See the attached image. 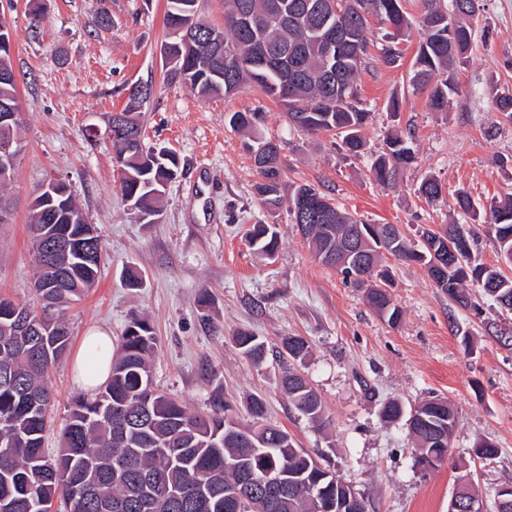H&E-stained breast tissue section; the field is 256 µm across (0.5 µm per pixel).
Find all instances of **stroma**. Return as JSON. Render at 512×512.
<instances>
[{
  "instance_id": "obj_1",
  "label": "stroma",
  "mask_w": 512,
  "mask_h": 512,
  "mask_svg": "<svg viewBox=\"0 0 512 512\" xmlns=\"http://www.w3.org/2000/svg\"><path fill=\"white\" fill-rule=\"evenodd\" d=\"M165 11L166 0H45L34 27L28 0H0V18L16 35L12 62L25 144L5 192L13 221L0 226V297L36 302L27 224L30 203L49 180L69 185L103 244L97 284L62 313L72 336L46 377L53 394L46 447L58 446L70 404L84 394L72 362L85 330L100 327L117 345L131 317L144 315L157 337L159 389L192 412L222 394L243 422L249 399L261 396L267 420L334 469L364 497L368 512H448L467 472L491 501L496 487L512 484V350L495 337L496 325L512 314L477 287L473 310H451L424 266L392 259L391 294L403 318L391 325L362 291L315 259L296 226H282L271 260L250 250L245 233L268 219L250 154L256 135L280 144L286 185L320 186L358 219L400 225L415 241L423 230L467 222L455 209L458 190L480 205L512 193V123L490 111L486 99L492 85L512 95V0H483L470 61L458 71L459 92L444 112L431 111L426 93L409 84L417 38L401 41L400 67H386L379 51L389 29L370 19L372 57L358 77L370 121L359 157L330 133L294 129L283 107L257 89L204 101L167 81ZM145 84L153 94L142 108L144 142L176 152L182 168L151 224L122 197L106 133L131 88ZM394 98L401 102L397 113L388 109ZM244 111L264 113L257 133L229 126V116ZM394 129L413 133L415 160L395 185L384 186L370 165ZM427 175L443 185L439 202L417 191ZM130 269L143 274L141 287L127 286ZM241 331L266 341L271 356L263 366L235 347ZM287 336L310 345L293 367L322 397L324 431L310 428L281 389L283 364L275 354ZM433 397L448 399L459 426L444 463L425 471L406 424L385 422L380 411L390 399L410 408ZM484 441L495 446L493 459L474 456Z\"/></svg>"
}]
</instances>
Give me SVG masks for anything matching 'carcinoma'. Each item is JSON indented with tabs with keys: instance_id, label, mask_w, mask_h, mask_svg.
Segmentation results:
<instances>
[{
	"instance_id": "obj_1",
	"label": "carcinoma",
	"mask_w": 512,
	"mask_h": 512,
	"mask_svg": "<svg viewBox=\"0 0 512 512\" xmlns=\"http://www.w3.org/2000/svg\"><path fill=\"white\" fill-rule=\"evenodd\" d=\"M419 20L423 38L412 63V87L428 90L430 107L448 111V99L458 93L455 74L467 64L473 43L469 20L480 11L482 0H421ZM393 30L392 38L406 34L411 21L401 0H224V28L207 23L199 14V0H167L164 23L176 40L164 47L170 78L181 82L199 98L230 96L255 85L278 100L289 123L309 134L331 132L342 139L348 152L361 153V130L368 113L359 107L358 76L368 56L369 16ZM325 26L349 30L353 40L339 42L336 55H327L315 34ZM264 43L267 64L254 66L255 48ZM291 83L292 98L279 88ZM491 110L512 122V95L487 92ZM20 112L14 82L0 81V104ZM137 93L130 103L112 114L113 164L121 177L125 199L144 223L159 215V202L167 184L182 174L179 158L163 149L143 144L136 109ZM261 112H234L229 125L256 130ZM261 182L256 191L271 215L284 209L290 223L308 239L320 262L343 279L367 291L371 308L391 325L402 313L386 289L392 287L385 255L425 267L448 302L462 310L472 308L465 283L481 288L512 312V278L496 266L476 262L471 230L458 243L454 233L461 224L426 230L417 246L396 224H362L341 211L328 194L311 184L283 187L279 145L258 138L251 147ZM413 159L409 142L398 135L386 140V149L371 164L376 181L389 185ZM418 193L434 202L442 196L441 182L424 177ZM29 229H45L68 236L73 246L59 249L49 262L36 255L37 281L47 285L40 293L42 312L0 297V504L9 512H48L55 503L63 507L76 497L79 512H253L260 498V483L270 472L288 474L285 500L268 512H360L356 492L336 472L323 466L307 450L296 446L287 431L264 423V402H248L252 424L244 426L225 417L228 402L219 394L208 412L193 414L179 401L155 388L151 355L154 330L145 318H135L125 329L119 353L113 355L108 381L90 397L75 400L62 430L59 448H45V431L51 394L45 381L48 369L67 350L70 335L57 331L65 325L49 313L60 310L92 288L102 257L100 237L88 243L83 217L74 198L66 200L48 225L41 208L30 207ZM493 228L498 254L512 252V193L491 200L485 209ZM277 224H254L246 232L249 248L270 259L280 244ZM88 248L93 258L83 259L77 249ZM22 310L33 321H44L42 334L14 335L13 314ZM235 344L254 365L264 363L266 347L259 337L241 332ZM288 359L303 360L308 342L290 336L282 342ZM293 407L318 430L327 421L322 400L314 387L297 373L282 377ZM387 422L412 420L409 435L420 454H447L458 428V416L448 401L431 398L405 413L399 401L381 408ZM243 462L254 479L247 483L226 461Z\"/></svg>"
}]
</instances>
